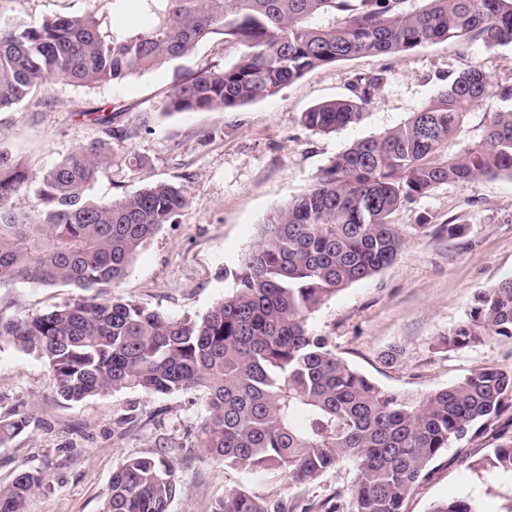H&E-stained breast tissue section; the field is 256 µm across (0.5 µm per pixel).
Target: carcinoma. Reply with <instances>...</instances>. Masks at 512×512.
<instances>
[{
	"instance_id": "1",
	"label": "carcinoma",
	"mask_w": 512,
	"mask_h": 512,
	"mask_svg": "<svg viewBox=\"0 0 512 512\" xmlns=\"http://www.w3.org/2000/svg\"><path fill=\"white\" fill-rule=\"evenodd\" d=\"M141 32L101 30L94 15L0 23V110L37 87L119 83L222 35L240 46L222 69L203 66L169 96L177 113L240 108L272 97L316 67L360 56L399 55L449 39L512 45V0H144ZM383 77L356 76L349 94L316 104L302 122L317 133L358 123L377 103ZM512 100L476 66L402 125L358 139L320 169L311 186L262 225L230 273L231 292L197 320L176 319L112 294L143 243L174 221L187 199L169 184L110 202L88 191L112 165L102 140L33 173L0 147V288L72 285L82 298L52 311L0 317V340L44 358L56 395L78 403L123 389L170 395L201 391L199 447L210 459L297 484L347 463V493L295 502L289 512H405L429 464L509 409L512 371L481 368L419 399L385 391L339 357L309 316L346 286L390 265L405 241L392 215L441 184L512 178V108L469 125L488 97ZM32 189L38 204L13 199ZM459 240L464 224L426 230ZM512 340V279L478 291L466 318L440 338L454 351L486 338ZM28 426L0 419V442ZM512 476V445L473 464ZM49 488L35 469L0 487V512H25ZM176 494L165 453L128 459L112 474L100 512H169ZM214 512H283L240 490ZM431 512H477L469 498Z\"/></svg>"
}]
</instances>
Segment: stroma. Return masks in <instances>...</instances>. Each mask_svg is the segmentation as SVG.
Masks as SVG:
<instances>
[{
    "label": "stroma",
    "mask_w": 512,
    "mask_h": 512,
    "mask_svg": "<svg viewBox=\"0 0 512 512\" xmlns=\"http://www.w3.org/2000/svg\"><path fill=\"white\" fill-rule=\"evenodd\" d=\"M94 15L103 27L135 33L152 20L144 6L124 10L112 0H0V21L43 22ZM238 47L223 36L203 41L176 61L118 84L53 83L25 102L0 111V146L35 172L103 139L89 115L112 116L131 130L113 140L112 166L92 186L108 202L140 188L182 187L187 203L133 260L117 293L178 319L204 315L228 292L236 269L259 239L263 224L304 192L316 174L354 141L404 123L446 87L448 74L479 67L493 82L512 83V46L442 41L390 56H366L321 66L276 95L237 112L170 113L172 88L198 67L234 63ZM382 74L384 84L362 120L331 133L301 122L309 107L344 96L349 79ZM466 225L458 241L416 232L419 224ZM405 235L395 261L353 283L314 312L308 323L327 336L337 355L384 390L418 398L473 371L512 369V340L487 339L448 351L438 340L461 321L473 294L512 279V178L499 176L437 186L392 217ZM69 285L0 288V317L44 313L74 302ZM397 349L394 363L383 356ZM205 415L202 392L148 395L105 393L67 405L56 396L47 362L0 341V418H28L22 433L0 443V485L22 468L42 471L49 489L32 496L26 512H100L112 474L129 458L166 450L177 492L170 512H213L225 492L243 489L269 505L320 500L347 490L350 465L315 481L294 484L208 459L197 442ZM512 444V416L484 422L473 437L443 451L405 504L431 512L434 504L468 497L479 512H505L512 477L475 460Z\"/></svg>",
    "instance_id": "obj_1"
}]
</instances>
